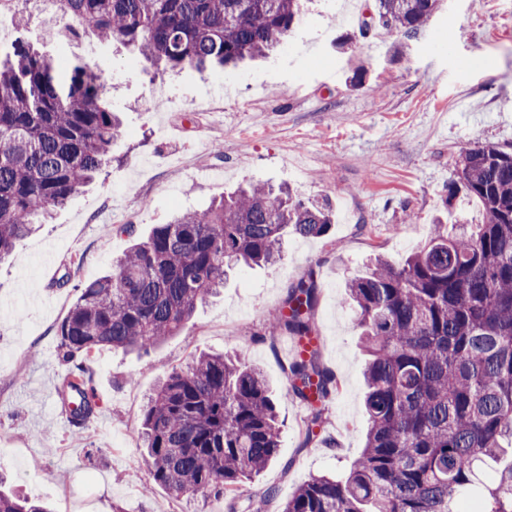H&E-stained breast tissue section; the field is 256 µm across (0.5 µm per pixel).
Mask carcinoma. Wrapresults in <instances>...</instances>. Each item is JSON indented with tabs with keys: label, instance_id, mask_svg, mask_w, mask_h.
<instances>
[{
	"label": "carcinoma",
	"instance_id": "1",
	"mask_svg": "<svg viewBox=\"0 0 512 512\" xmlns=\"http://www.w3.org/2000/svg\"><path fill=\"white\" fill-rule=\"evenodd\" d=\"M440 0H376L377 24L411 38ZM300 0H51L54 36L84 33L131 47L154 67L236 65L288 37ZM101 75L58 66L16 42L0 60V260L90 184L120 133L101 103ZM483 209L480 224L442 223L403 263L375 256L349 280L368 362L365 446L342 479L313 476L281 512H512V145L476 144L454 159L448 200L459 190ZM330 205L249 183L202 210L159 224L88 284L57 330L65 363L102 348L147 350L173 336L198 304L224 287L227 270L282 259L286 236L328 235ZM317 286L301 280L266 316L272 334L302 348L287 371L310 409L307 436L323 422L335 381L315 333ZM64 412L81 428L96 404L84 371L64 376ZM276 405L259 368L201 353L167 372L142 414L144 461L175 498L217 495L236 512L238 490L276 459ZM0 512H50L0 490Z\"/></svg>",
	"mask_w": 512,
	"mask_h": 512
}]
</instances>
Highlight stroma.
I'll return each mask as SVG.
<instances>
[{"label": "stroma", "mask_w": 512, "mask_h": 512, "mask_svg": "<svg viewBox=\"0 0 512 512\" xmlns=\"http://www.w3.org/2000/svg\"><path fill=\"white\" fill-rule=\"evenodd\" d=\"M374 6L360 0L353 24L336 0H302L292 51L246 61L230 91L224 73L158 71L91 34L76 43L47 38L45 14L29 13L20 26L0 13L9 40L99 71L102 98L122 122L96 182L0 263V490L26 493L51 512H249L273 488L265 512H280L312 476L349 471L368 429L367 356L345 283L375 255L404 261L435 222L481 223L475 199L448 195L452 158L477 142L512 144V0H444L409 39L377 29L362 37ZM245 182L328 200L329 235L288 237L280 263L232 269L219 297L148 352L98 351L89 363L95 417L83 428L61 421L47 407L68 370L57 328L81 287L111 271L132 238ZM125 225L134 235L122 233ZM308 277L318 287L321 361L338 385L310 442L309 410L285 374L287 339L265 321ZM202 352L243 354L275 394L278 455L232 505L149 487L140 448L158 379Z\"/></svg>", "instance_id": "35a3bbf8"}]
</instances>
